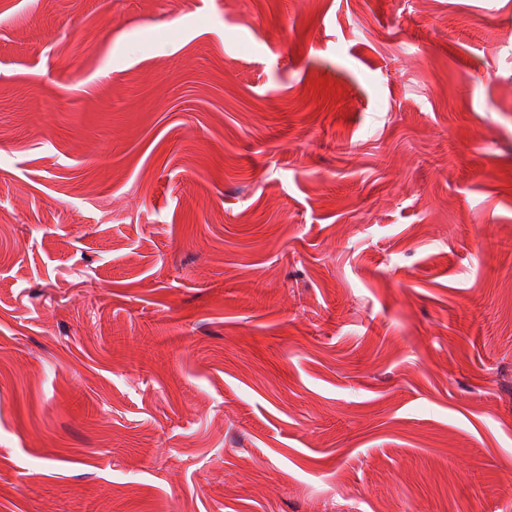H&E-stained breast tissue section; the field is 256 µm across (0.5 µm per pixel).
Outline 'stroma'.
<instances>
[{"mask_svg":"<svg viewBox=\"0 0 512 512\" xmlns=\"http://www.w3.org/2000/svg\"><path fill=\"white\" fill-rule=\"evenodd\" d=\"M512 0H0V512H512Z\"/></svg>","mask_w":512,"mask_h":512,"instance_id":"1","label":"stroma"}]
</instances>
